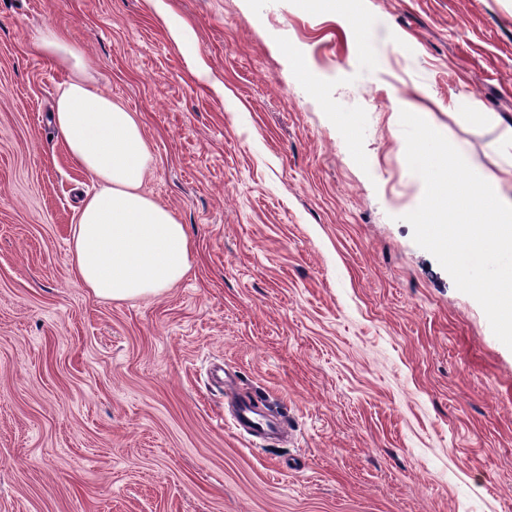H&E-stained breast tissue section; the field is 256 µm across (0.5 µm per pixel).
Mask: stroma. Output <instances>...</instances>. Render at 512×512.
<instances>
[{"instance_id": "obj_1", "label": "stroma", "mask_w": 512, "mask_h": 512, "mask_svg": "<svg viewBox=\"0 0 512 512\" xmlns=\"http://www.w3.org/2000/svg\"><path fill=\"white\" fill-rule=\"evenodd\" d=\"M46 28L187 226L159 294L73 272L94 183ZM417 108L512 205V0H0V512H512V349L403 219ZM240 393L279 435L235 428Z\"/></svg>"}]
</instances>
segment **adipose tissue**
Masks as SVG:
<instances>
[{"mask_svg": "<svg viewBox=\"0 0 512 512\" xmlns=\"http://www.w3.org/2000/svg\"><path fill=\"white\" fill-rule=\"evenodd\" d=\"M37 43L74 72L58 94L53 125L97 184L73 231V269L105 301L158 294L190 270L191 241L185 225L142 191L152 154L141 125L134 113L92 86L82 51L51 29Z\"/></svg>", "mask_w": 512, "mask_h": 512, "instance_id": "ef3b65f1", "label": "adipose tissue"}]
</instances>
